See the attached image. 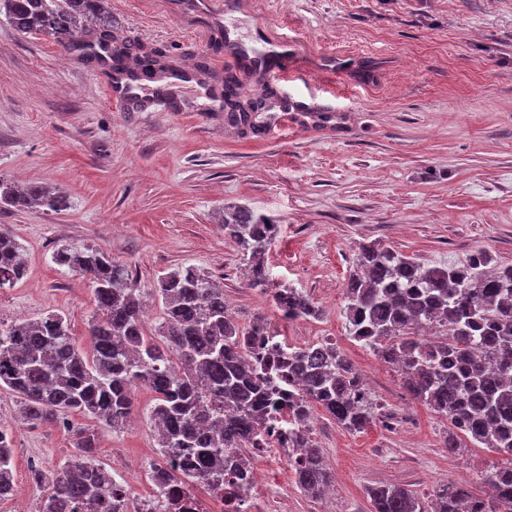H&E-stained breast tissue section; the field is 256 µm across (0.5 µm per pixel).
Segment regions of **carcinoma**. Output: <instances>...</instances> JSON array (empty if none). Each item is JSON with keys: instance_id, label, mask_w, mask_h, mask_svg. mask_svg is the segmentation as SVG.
Masks as SVG:
<instances>
[{"instance_id": "obj_1", "label": "carcinoma", "mask_w": 512, "mask_h": 512, "mask_svg": "<svg viewBox=\"0 0 512 512\" xmlns=\"http://www.w3.org/2000/svg\"><path fill=\"white\" fill-rule=\"evenodd\" d=\"M21 34H42L70 45L88 21L96 42L112 45L109 0H0V16ZM166 51L142 53L141 67L166 65ZM66 207L59 192L37 183L18 185L0 177V208ZM224 232L239 247L249 288L272 294L283 316L313 317L318 308L296 288L270 292L264 256L277 224L244 207H226ZM54 262L89 278L95 314L89 324L92 354L76 345L68 320L48 311L29 321H0V389L14 394L23 424H63L71 414L124 429L135 409L134 390L156 394L149 412L158 427L163 463L181 483L211 486L224 477L252 472L247 448H263L268 420L288 412L279 435L299 449L289 461L297 486L318 494L330 484L324 455L303 424L322 408L350 431L374 419L376 403L357 369L330 343L255 355L266 324L257 316L238 324L224 289L194 267L158 276L138 287L130 270L101 247L63 245ZM476 251L463 266L426 267L376 243L357 248L345 284L351 336L396 366L407 391L502 460L479 475L489 494L479 497L448 483L420 501L394 484L368 490L372 512H512V265L489 271ZM26 275L14 235L0 228V286ZM161 300L159 327L166 346L145 334L143 298ZM12 428L0 427V494L13 484ZM77 452L62 466L37 471L44 489L40 512H124L112 474L95 458L97 435L78 431Z\"/></svg>"}]
</instances>
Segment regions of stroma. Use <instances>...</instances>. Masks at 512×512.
<instances>
[{
    "mask_svg": "<svg viewBox=\"0 0 512 512\" xmlns=\"http://www.w3.org/2000/svg\"><path fill=\"white\" fill-rule=\"evenodd\" d=\"M110 9L115 45L168 50L178 108L113 103L112 69L91 57L93 25L64 47L0 17V176L68 200L60 211L0 210L27 265L22 280L0 288V320L55 311L89 350L93 285L53 260L67 243L104 248L145 287L181 266L201 269L223 286L241 325L259 316L288 346L335 344L377 400L374 421L358 432L313 412L309 435L336 480L335 499L304 494L277 455L254 459L255 477L287 494L289 512H371L366 490L383 483L426 498L446 480L486 496L478 475L496 454L462 435L460 451L448 452V420L350 335L344 285L356 248L369 242L428 266L465 263L478 248L492 267L512 265V0H236L230 9L215 0L207 10L196 0H110ZM201 25L209 37L195 36ZM278 36L304 60L278 96L327 99L331 119L314 111L289 122L276 105L255 117L277 124L275 135L228 126L225 72L237 73L243 97L266 91L261 71L240 68L235 47L273 53ZM202 57L205 81L195 75ZM228 205L278 224L265 256L270 278L306 291L318 318L287 320L248 287L220 222ZM153 403L137 389L136 423L118 432L79 415L22 425L16 397L1 389L0 417L15 426L16 485L34 489L27 451L57 469L86 425L102 466L116 448L146 467L159 462Z\"/></svg>",
    "mask_w": 512,
    "mask_h": 512,
    "instance_id": "1",
    "label": "stroma"
}]
</instances>
